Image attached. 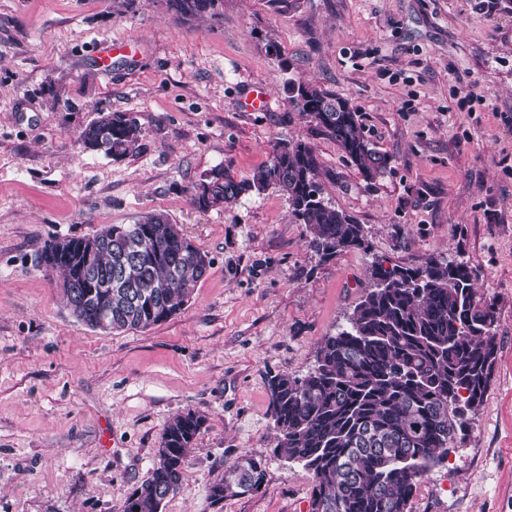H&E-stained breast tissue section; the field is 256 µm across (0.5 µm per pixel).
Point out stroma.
I'll return each mask as SVG.
<instances>
[{
  "label": "stroma",
  "mask_w": 512,
  "mask_h": 512,
  "mask_svg": "<svg viewBox=\"0 0 512 512\" xmlns=\"http://www.w3.org/2000/svg\"><path fill=\"white\" fill-rule=\"evenodd\" d=\"M481 0H224L193 23L165 0H0V512H122L166 423L205 419L163 512H308L313 479L274 451L268 374L305 375L381 257L467 264L497 313L483 404L410 512H512V14ZM127 56L100 71L98 40ZM346 97L391 170L366 180L289 105L288 79ZM265 84L267 111L248 112ZM101 112L142 129L132 156L82 150ZM278 138L314 147L326 199L368 250L320 262L279 192L221 210L190 202L217 165L250 177ZM161 211L213 260L178 315L138 332L93 330L65 307L39 255ZM253 493L213 503L240 456ZM242 102L245 111L263 112L269 106V90L264 84H253L246 92ZM265 476L261 461L251 457L241 458L225 469L223 477L210 485L209 496L214 503H222L227 497L249 494L260 488Z\"/></svg>",
  "instance_id": "stroma-1"
}]
</instances>
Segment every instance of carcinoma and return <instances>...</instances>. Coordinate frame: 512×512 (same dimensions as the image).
Segmentation results:
<instances>
[{
    "mask_svg": "<svg viewBox=\"0 0 512 512\" xmlns=\"http://www.w3.org/2000/svg\"><path fill=\"white\" fill-rule=\"evenodd\" d=\"M223 0H166L185 22L220 15ZM288 102L331 138L365 179L390 169L391 158L365 136L349 99L291 79ZM141 129L129 115H98L78 135L80 146L114 159L134 154ZM275 190L287 197L293 222L305 225L322 262L352 249L368 250L363 225L323 196L311 143L279 138L268 163L236 179L224 166L196 186L197 209L224 208L249 193ZM40 259L75 287L67 305L84 306L82 323L97 329L106 316L112 331H140L179 314L213 261L180 225L162 212L134 224H107L91 236L54 238ZM95 278L84 277V267ZM496 311L475 288L461 262L429 257L416 267H369L368 291L348 325L323 337L316 365L304 377H267L277 445L285 459L312 473L309 512H409L419 479L448 460L464 430L467 411L488 390L496 355ZM205 419L188 411L166 424L164 461L124 501L123 512H162L178 489ZM265 468L254 458L236 461L209 487L215 503L260 488Z\"/></svg>",
    "mask_w": 512,
    "mask_h": 512,
    "instance_id": "1",
    "label": "carcinoma"
}]
</instances>
